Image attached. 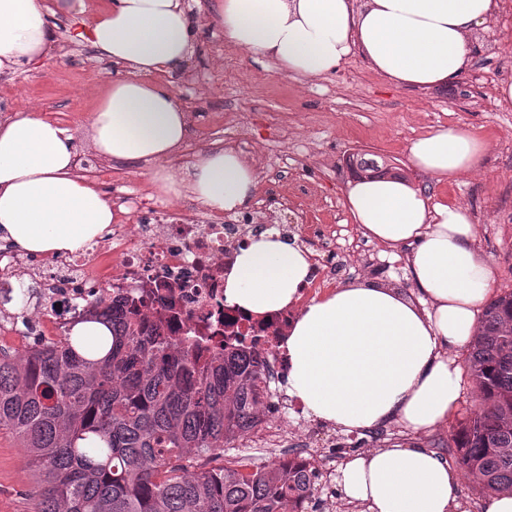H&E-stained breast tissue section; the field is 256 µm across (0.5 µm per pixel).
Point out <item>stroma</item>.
Masks as SVG:
<instances>
[{
	"mask_svg": "<svg viewBox=\"0 0 512 512\" xmlns=\"http://www.w3.org/2000/svg\"><path fill=\"white\" fill-rule=\"evenodd\" d=\"M97 6L98 0H85L81 20H56L65 47L62 55L0 79V111L37 108L41 116L71 129L78 153L89 157L94 151L84 137L86 120L115 70L75 37L79 21H90ZM472 58L471 67L456 81L428 89L395 86L356 53L335 74L304 81L278 73L265 58L232 48L223 33L206 27L188 67L166 74L164 80L184 96L185 108L192 113L186 151L203 147L200 130L210 129L214 138H221L225 116H241V124L233 129L236 138L251 143L257 154L296 158L288 183L312 186L307 201L315 221L335 226L337 246L361 233L344 205L352 179L346 160L357 152L392 160L409 184H430L437 201L466 206L475 219L479 252L495 272L489 292L494 298L512 291V112L492 110L487 98L473 89L482 77L512 71V10L502 9L473 41ZM438 126L469 128L486 139L488 149L476 171L434 184L411 165V142ZM370 247L373 267L340 273L337 283L369 279L411 290L408 247L391 249L375 241ZM461 383V399L447 422L421 432L397 425V438L447 456L453 426L475 404L469 377H462ZM313 427L319 435L314 459L324 473L318 498L327 501L328 512H363L362 506L340 500V471L353 454L385 447L388 438L376 437L371 429L346 433L319 421ZM25 456L15 436L0 430V512H34L39 478ZM20 458L25 461L21 469L15 466Z\"/></svg>",
	"mask_w": 512,
	"mask_h": 512,
	"instance_id": "stroma-1",
	"label": "stroma"
}]
</instances>
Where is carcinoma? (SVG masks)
<instances>
[{"label":"carcinoma","mask_w":512,"mask_h":512,"mask_svg":"<svg viewBox=\"0 0 512 512\" xmlns=\"http://www.w3.org/2000/svg\"><path fill=\"white\" fill-rule=\"evenodd\" d=\"M359 178H403L359 154ZM117 292L24 358L0 351V429L11 430L40 478L34 512H293L318 471L248 458L198 464L258 427L264 373L245 347L217 354L169 336L165 313ZM79 323H100V358L84 354ZM467 373L478 410L450 434L454 461L480 490L512 493V292L483 308Z\"/></svg>","instance_id":"obj_1"}]
</instances>
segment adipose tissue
Returning a JSON list of instances; mask_svg holds the SVG:
<instances>
[{
  "label": "adipose tissue",
  "mask_w": 512,
  "mask_h": 512,
  "mask_svg": "<svg viewBox=\"0 0 512 512\" xmlns=\"http://www.w3.org/2000/svg\"><path fill=\"white\" fill-rule=\"evenodd\" d=\"M85 10L84 0H0V74L43 63L58 46L52 24ZM500 0H211L226 42L274 62L283 74L314 79L360 54L392 84L454 82L470 64L474 34ZM200 26L183 0H108L80 39L121 66L86 130L104 159L151 167L161 193L233 212L255 194L249 155L212 146L173 165L191 119L165 74L192 58ZM73 134L30 110L0 120V247L28 255L76 252L113 223L112 203L75 166ZM487 143L467 128L439 127L414 140L411 164L437 182L475 171ZM345 205L364 235L389 248L411 245L412 294L389 284H343L301 303L308 252L269 231L237 253L226 302L267 316L296 308L282 348L287 392L306 416L346 431L394 420L413 431L445 423L460 398L454 352L474 337L494 280L475 248L469 210L431 201L391 179L349 183ZM460 472L418 443L361 452L341 470L342 501L367 512H458Z\"/></svg>",
  "instance_id": "ef3b65f1"
}]
</instances>
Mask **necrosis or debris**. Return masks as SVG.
Wrapping results in <instances>:
<instances>
[{"instance_id": "necrosis-or-debris-1", "label": "necrosis or debris", "mask_w": 512, "mask_h": 512, "mask_svg": "<svg viewBox=\"0 0 512 512\" xmlns=\"http://www.w3.org/2000/svg\"><path fill=\"white\" fill-rule=\"evenodd\" d=\"M116 209L112 231L106 239L87 243L75 253L54 255L36 264L18 253H0V288L17 281L34 294L16 321L9 310L0 311V344L22 356L32 343L48 342L82 313L97 283L112 290L144 298L173 300L168 312L170 336L199 342L223 352L225 344L244 343L259 354L266 375V391L276 394L283 386L288 364L281 342L295 316L288 309L256 319L224 300V277L239 249L250 239L269 231L276 210L287 208V195L275 183L261 181L259 196L245 224L168 202L157 207L135 194L113 195ZM297 229L313 248L311 277L303 298L327 287L332 273L322 257L336 248V237L323 224H311L307 213L297 210Z\"/></svg>"}]
</instances>
